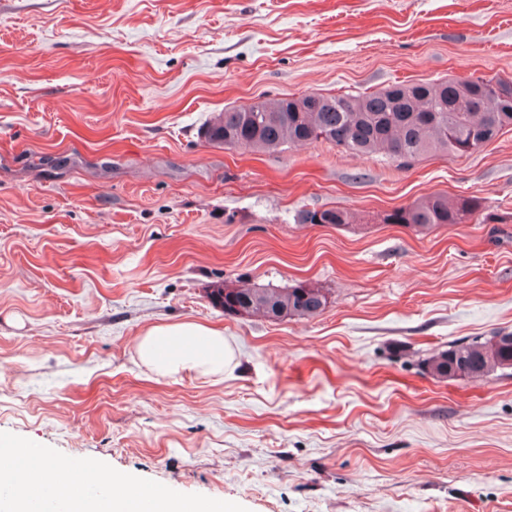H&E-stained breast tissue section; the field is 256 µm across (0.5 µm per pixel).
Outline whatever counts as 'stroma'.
I'll return each mask as SVG.
<instances>
[{"label":"stroma","instance_id":"35a3bbf8","mask_svg":"<svg viewBox=\"0 0 512 512\" xmlns=\"http://www.w3.org/2000/svg\"><path fill=\"white\" fill-rule=\"evenodd\" d=\"M512 79V0H0V432L247 512H512V130L401 168L320 141L203 143L213 113L398 81ZM433 193L507 213L420 233ZM340 207L367 226L298 224ZM326 290L242 319L212 284ZM221 327L224 379L158 378L148 327ZM500 341L492 344L494 338ZM425 365L439 380L468 377L481 380L498 370L512 369V333L498 332L485 341L472 339L450 344L447 349L433 351Z\"/></svg>","mask_w":512,"mask_h":512}]
</instances>
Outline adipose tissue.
<instances>
[{
	"instance_id": "1",
	"label": "adipose tissue",
	"mask_w": 512,
	"mask_h": 512,
	"mask_svg": "<svg viewBox=\"0 0 512 512\" xmlns=\"http://www.w3.org/2000/svg\"><path fill=\"white\" fill-rule=\"evenodd\" d=\"M140 362L156 376L220 378L235 368L222 330L193 321L155 325L136 340Z\"/></svg>"
}]
</instances>
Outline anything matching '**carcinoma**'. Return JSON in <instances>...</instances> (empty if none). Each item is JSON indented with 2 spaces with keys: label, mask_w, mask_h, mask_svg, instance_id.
<instances>
[{
  "label": "carcinoma",
  "mask_w": 512,
  "mask_h": 512,
  "mask_svg": "<svg viewBox=\"0 0 512 512\" xmlns=\"http://www.w3.org/2000/svg\"><path fill=\"white\" fill-rule=\"evenodd\" d=\"M320 106L312 111L307 99ZM302 95L258 99L213 115L201 134L208 145L223 146L238 138L253 152H276L282 146L319 141L362 154H381L409 166L429 154H469L482 150L503 130L512 127V80L473 77L398 83L375 92ZM331 224L346 227L360 222L352 212L329 208ZM484 224L506 217L476 196H423L384 213L381 223L402 224L428 232L443 224H462L473 217ZM236 317L268 321L310 319L328 305L322 288L296 284L260 288L249 283L236 294ZM484 341H458L432 352L425 365L439 380L487 378L512 369V333L498 332Z\"/></svg>",
  "instance_id": "obj_1"
}]
</instances>
